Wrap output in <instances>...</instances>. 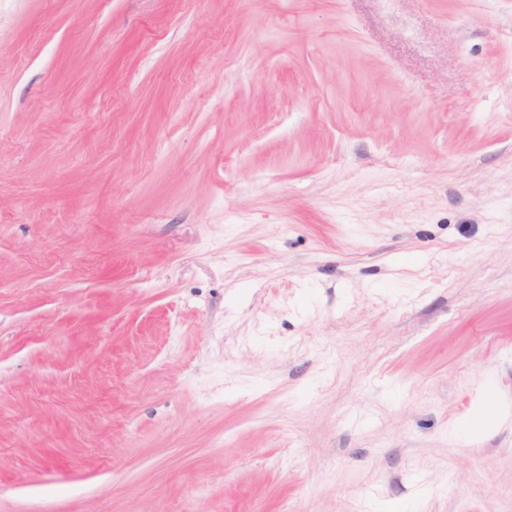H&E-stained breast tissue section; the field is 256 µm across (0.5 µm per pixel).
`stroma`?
<instances>
[{
	"mask_svg": "<svg viewBox=\"0 0 512 512\" xmlns=\"http://www.w3.org/2000/svg\"><path fill=\"white\" fill-rule=\"evenodd\" d=\"M512 0H0V512H512Z\"/></svg>",
	"mask_w": 512,
	"mask_h": 512,
	"instance_id": "35a3bbf8",
	"label": "stroma"
}]
</instances>
